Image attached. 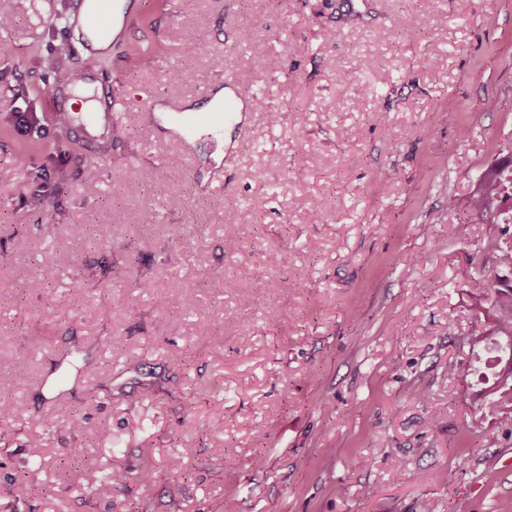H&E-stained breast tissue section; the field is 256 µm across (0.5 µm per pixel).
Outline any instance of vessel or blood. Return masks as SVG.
<instances>
[{
  "label": "vessel or blood",
  "instance_id": "1",
  "mask_svg": "<svg viewBox=\"0 0 512 512\" xmlns=\"http://www.w3.org/2000/svg\"><path fill=\"white\" fill-rule=\"evenodd\" d=\"M137 15L136 0H70L64 28L93 58L103 54L102 43L107 39L111 27L127 32ZM79 91L89 93L93 103L91 111H68V99ZM250 105V99L237 91L225 98L219 107L203 112L175 109L172 116L173 132L180 137L197 130H216L232 122H241ZM50 110L53 115L63 116L68 135L80 140L91 155L105 154L111 148L112 137L119 123L118 110L111 87L95 68L84 69L78 78L61 79L52 84Z\"/></svg>",
  "mask_w": 512,
  "mask_h": 512
}]
</instances>
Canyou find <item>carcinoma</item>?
<instances>
[{"label": "carcinoma", "instance_id": "1", "mask_svg": "<svg viewBox=\"0 0 512 512\" xmlns=\"http://www.w3.org/2000/svg\"><path fill=\"white\" fill-rule=\"evenodd\" d=\"M512 200V157L489 166L478 179L470 197L474 214L489 219L491 224H512L504 204ZM483 251L495 255L496 271L485 291L476 298L475 318L467 336L473 360L471 371L481 373V383L487 385L486 407L505 426L512 425V368L498 370V363L512 350V283L498 285L503 273L512 274V244L500 238H489L482 243ZM86 481L95 486L101 496L112 495V474L89 467Z\"/></svg>", "mask_w": 512, "mask_h": 512}]
</instances>
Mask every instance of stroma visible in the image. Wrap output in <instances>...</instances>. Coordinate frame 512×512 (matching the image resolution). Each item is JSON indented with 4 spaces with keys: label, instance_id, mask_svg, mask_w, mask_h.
I'll list each match as a JSON object with an SVG mask.
<instances>
[{
    "label": "stroma",
    "instance_id": "1",
    "mask_svg": "<svg viewBox=\"0 0 512 512\" xmlns=\"http://www.w3.org/2000/svg\"><path fill=\"white\" fill-rule=\"evenodd\" d=\"M69 2L0 0V512H512L465 334L502 234L470 194L512 152V0H142L97 63L124 132L90 160L47 116L86 64ZM226 80L244 127L185 147L139 104ZM71 406L117 477L89 505Z\"/></svg>",
    "mask_w": 512,
    "mask_h": 512
}]
</instances>
